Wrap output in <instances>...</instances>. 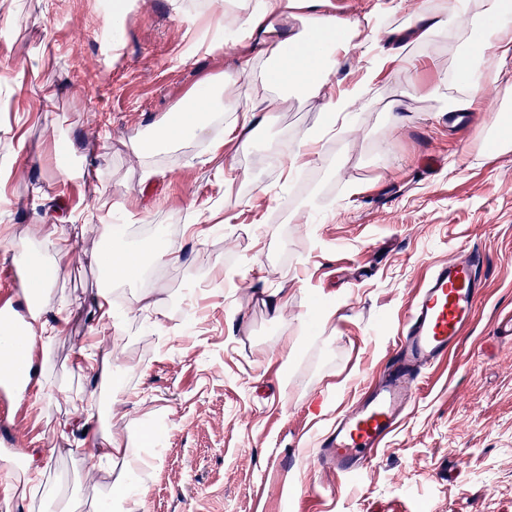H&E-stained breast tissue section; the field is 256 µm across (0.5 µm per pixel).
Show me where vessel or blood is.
<instances>
[{
  "instance_id": "1",
  "label": "vessel or blood",
  "mask_w": 512,
  "mask_h": 512,
  "mask_svg": "<svg viewBox=\"0 0 512 512\" xmlns=\"http://www.w3.org/2000/svg\"><path fill=\"white\" fill-rule=\"evenodd\" d=\"M484 264L483 254L472 248L434 267L411 306L403 338L381 379L319 437V462L338 481L364 477L374 453L403 419L425 369L456 350L483 290ZM5 340L10 366L0 380V395H26L32 383L31 340L13 328Z\"/></svg>"
}]
</instances>
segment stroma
I'll use <instances>...</instances> for the list:
<instances>
[{"label":"stroma","instance_id":"obj_1","mask_svg":"<svg viewBox=\"0 0 512 512\" xmlns=\"http://www.w3.org/2000/svg\"><path fill=\"white\" fill-rule=\"evenodd\" d=\"M426 1L454 3L394 0L323 95L391 49L387 31ZM204 2L0 0V290L55 225L70 238L42 264L51 284L41 316L60 334L38 350V391L14 430L23 464L46 466V493L0 495V512L107 499L111 478L88 475L99 379L77 367L92 336L132 361L108 427L138 451L148 432L160 435L152 468L125 477L143 492L142 512H512V338L498 330L512 315V150L487 147L496 115L512 111V81L489 80L486 111L449 125L429 89L454 74L452 31L417 70L384 68L353 131L324 140L315 166L286 178L260 163L318 127L319 99L293 97L248 148L188 142L159 155L146 181L131 137L166 123L244 52L213 47L224 20ZM70 140L89 149L79 179L58 169ZM228 156L238 163L229 184ZM256 181L268 194L252 192ZM322 193L330 208L308 213ZM105 200L132 250L117 307L156 299L118 334L94 314L99 228L68 221ZM162 242L178 261L149 264ZM464 248L485 256L467 332L426 372L363 480L337 484L315 439L379 375L432 268ZM283 286L288 299L272 313L263 300Z\"/></svg>","mask_w":512,"mask_h":512}]
</instances>
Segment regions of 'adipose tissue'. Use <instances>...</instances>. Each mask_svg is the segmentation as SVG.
I'll return each mask as SVG.
<instances>
[{"label":"adipose tissue","mask_w":512,"mask_h":512,"mask_svg":"<svg viewBox=\"0 0 512 512\" xmlns=\"http://www.w3.org/2000/svg\"><path fill=\"white\" fill-rule=\"evenodd\" d=\"M219 10L224 28L232 32L233 44L252 43V54L241 62L238 76H246L253 85L255 104L239 101L235 95L238 77L201 83L195 94L155 133L153 141H131L132 150L142 159L144 177L155 172V162L164 148L184 141L213 146L222 136L238 138L241 146L252 144L265 125L273 119L275 103L295 95L323 96L322 90L341 60L354 48L363 33L358 17L337 15L331 0H209ZM465 31L457 46L455 77L458 87L449 91L447 80L433 89L445 110L453 113L481 112L483 66L494 59L502 74L512 73V12L504 0H455L451 10L421 8L406 29L404 38L423 52H431L449 29ZM415 58L404 49L390 50L376 57L356 82L323 96V121L318 129L303 135L292 148L277 150L265 158L266 164L280 170H299L314 166L321 158L318 148L325 138L335 135L337 125H350L358 103L367 100L375 78L382 68L394 63L413 69ZM105 243L93 258L105 275L98 292L100 315L109 326L120 328L125 314L112 307V286L125 280L130 256L125 249L124 225L113 223L107 204L97 206ZM100 470L149 468L146 456L132 453L127 442L101 428L93 452Z\"/></svg>","instance_id":"obj_1"}]
</instances>
